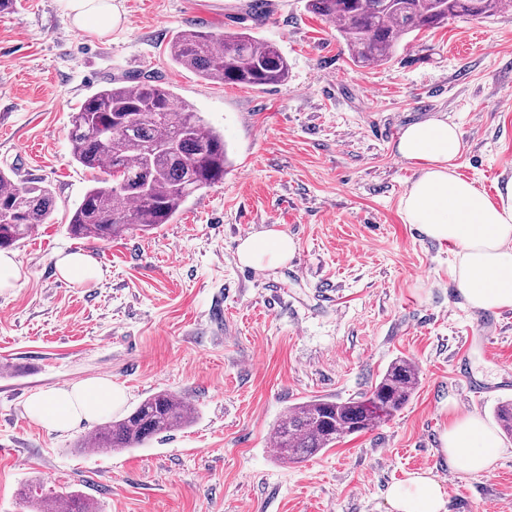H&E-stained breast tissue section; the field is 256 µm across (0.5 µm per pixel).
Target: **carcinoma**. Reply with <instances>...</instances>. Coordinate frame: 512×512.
<instances>
[{"label":"carcinoma","instance_id":"obj_1","mask_svg":"<svg viewBox=\"0 0 512 512\" xmlns=\"http://www.w3.org/2000/svg\"><path fill=\"white\" fill-rule=\"evenodd\" d=\"M308 8L336 25L357 65H380L402 37L432 29L450 18L487 17L512 8V0H308ZM178 66L215 84L280 85L288 60L279 47L247 28L184 29L169 42ZM73 160L97 173L73 212L68 228L77 238L109 241L170 223L197 191L224 180L229 164L224 134L200 113L178 103L161 76L138 73L113 78L73 113L69 130ZM0 170V248H11L47 223L54 206L48 187L17 183ZM417 366L392 362L368 392L345 401L313 399L288 409L274 429L278 458L296 462L390 420L410 400ZM195 407L160 392L129 415L96 429L84 444L102 453L136 448L190 424ZM512 434V402L495 412Z\"/></svg>","mask_w":512,"mask_h":512}]
</instances>
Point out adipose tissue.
<instances>
[{
    "mask_svg": "<svg viewBox=\"0 0 512 512\" xmlns=\"http://www.w3.org/2000/svg\"><path fill=\"white\" fill-rule=\"evenodd\" d=\"M79 29L100 36L115 29L121 15L112 0H63ZM465 149L456 124L431 117L404 128L394 150L415 163L417 174L401 200L405 223L427 238L457 247L451 276L465 304L478 311L512 308V183L499 199H490L462 179L458 161ZM296 243L288 233L270 229L244 239L238 248L242 264H282ZM123 389L112 381L91 377L48 392L32 394L24 404L29 419L56 432L96 420L120 407ZM441 451L470 473L487 471L502 454L496 431L480 416L453 417L441 436ZM446 492L431 471L409 473L388 491L393 512H444Z\"/></svg>",
    "mask_w": 512,
    "mask_h": 512,
    "instance_id": "obj_1",
    "label": "adipose tissue"
}]
</instances>
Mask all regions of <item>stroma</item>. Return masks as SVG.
<instances>
[{
  "label": "stroma",
  "mask_w": 512,
  "mask_h": 512,
  "mask_svg": "<svg viewBox=\"0 0 512 512\" xmlns=\"http://www.w3.org/2000/svg\"><path fill=\"white\" fill-rule=\"evenodd\" d=\"M248 0H116L125 21L99 37L75 28L61 0H19L0 13V169L50 188L48 223L15 248L17 287L0 291V512H33L63 494L99 512H392L390 484L415 470L447 482L441 435L460 414L493 420L512 400V309L465 306L450 277L455 246L404 223L416 174L393 147L410 123L458 124V173L490 197L512 182V9L452 18L406 38L388 61L359 67L335 25L307 0H268L254 28L288 60L284 84H214L173 64V35L230 28ZM161 75L177 101L223 131L229 166L172 223L111 241L76 239L69 219L92 175L73 162L71 115L112 77ZM275 228L287 263L239 262L248 236ZM82 251L102 275L62 279L54 255ZM420 381L392 420L299 463L272 448L299 403L368 391L395 359ZM89 377L122 386L121 419L169 392L194 422L142 447L81 448L96 430L34 423L33 393ZM484 473L457 470L446 512H512V435Z\"/></svg>",
  "instance_id": "1"
}]
</instances>
